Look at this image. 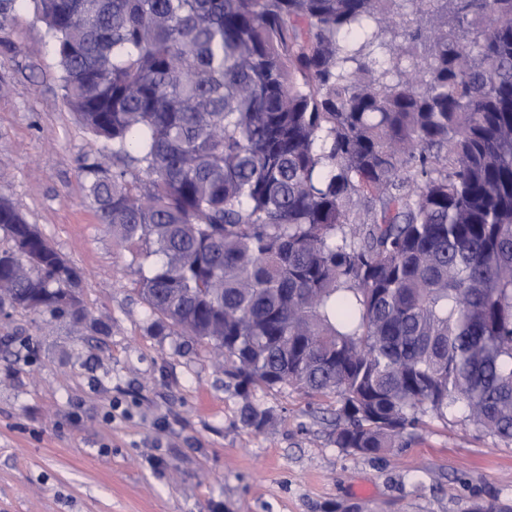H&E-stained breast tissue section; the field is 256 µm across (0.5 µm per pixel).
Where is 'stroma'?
<instances>
[{"instance_id":"1","label":"stroma","mask_w":512,"mask_h":512,"mask_svg":"<svg viewBox=\"0 0 512 512\" xmlns=\"http://www.w3.org/2000/svg\"><path fill=\"white\" fill-rule=\"evenodd\" d=\"M55 45L25 0L0 28V196L82 273L93 322L0 320V512H465L512 504V446L460 413L376 457L332 440L334 397L254 388L140 299L131 251L100 224L82 166L99 144L66 102ZM270 411L257 432L244 401Z\"/></svg>"}]
</instances>
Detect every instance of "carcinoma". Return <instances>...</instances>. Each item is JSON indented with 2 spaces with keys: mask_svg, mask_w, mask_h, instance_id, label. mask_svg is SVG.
Listing matches in <instances>:
<instances>
[{
  "mask_svg": "<svg viewBox=\"0 0 512 512\" xmlns=\"http://www.w3.org/2000/svg\"><path fill=\"white\" fill-rule=\"evenodd\" d=\"M35 2L100 143L99 222L156 257L152 313L245 397L335 395L350 455L458 405L512 445V0ZM0 232V311L86 319L80 271L1 196Z\"/></svg>",
  "mask_w": 512,
  "mask_h": 512,
  "instance_id": "obj_1",
  "label": "carcinoma"
}]
</instances>
